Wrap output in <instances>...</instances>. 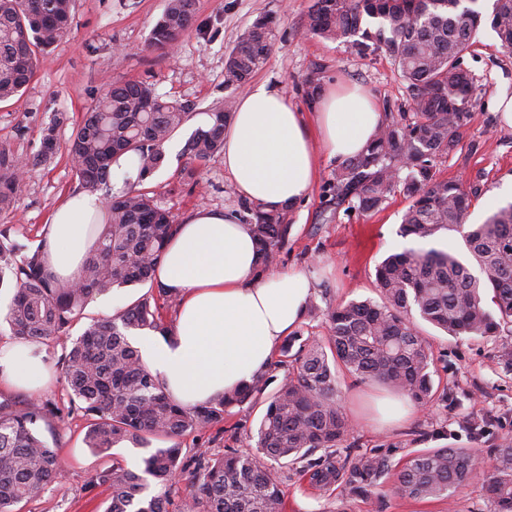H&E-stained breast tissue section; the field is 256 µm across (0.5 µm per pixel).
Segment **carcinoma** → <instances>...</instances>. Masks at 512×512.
I'll return each instance as SVG.
<instances>
[{"instance_id": "obj_1", "label": "carcinoma", "mask_w": 512, "mask_h": 512, "mask_svg": "<svg viewBox=\"0 0 512 512\" xmlns=\"http://www.w3.org/2000/svg\"><path fill=\"white\" fill-rule=\"evenodd\" d=\"M73 7L74 0H0V102L19 95L36 73L39 52L68 34ZM195 15L196 0H167L148 47L171 50ZM483 21L463 0H314L308 17L311 34L345 42L359 57L387 53L413 104L411 112L384 113L366 150L331 171L328 202L366 213L399 193L410 200L400 235L430 242L460 233L482 276L443 248L393 253L376 269L380 300L329 305L325 340L286 337L271 368L198 405L172 400L125 334L165 332L163 311L179 305L177 294L150 288L115 315L91 321L61 359L71 403L88 420L86 445L106 452L122 442L136 448L166 443L152 448L140 473L117 464L95 478L112 487L105 512H169L186 472L192 481L179 512H286L281 484L290 470L324 492L339 491L336 512H349L347 504L356 499L381 498L391 478L399 497L446 501L451 510L456 493L479 471L493 512H512L511 439L494 449L489 462L479 448L448 445L367 448L353 456L339 383V374H348L420 407L448 402V388L435 386L436 361L420 320L450 336L501 339L497 364L512 374V202L466 228L469 194L458 181L438 176L439 164L482 106L464 56ZM489 21L502 48L511 51L512 0H494ZM269 51L270 20L260 17L226 57L224 83L246 87ZM204 115L183 146L198 164L224 153L232 103L214 105ZM196 116L150 84H102L67 146L76 190L111 189L113 166L127 157L135 160L137 178H125V189L111 195L75 283L47 273L44 243L31 248L0 242V284L7 279L14 289L3 316L10 335L37 345L67 336L93 298L122 285L153 283L177 224L140 185L162 166L165 144ZM67 120L62 112L52 115L31 157L0 147V213L13 210L25 176L56 157L58 129ZM253 216L260 264L273 266L288 240L286 213L257 206ZM276 368L285 370L280 380ZM243 406L263 407L256 451L226 448L218 457L199 448L186 452L184 437L206 433ZM58 414L49 401L23 408L0 401V512H15V505L61 480L63 464L40 436L41 426ZM318 449L322 454L312 457ZM399 455L402 464L395 461ZM150 478L158 491L148 496Z\"/></svg>"}]
</instances>
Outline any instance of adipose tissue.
<instances>
[{
  "mask_svg": "<svg viewBox=\"0 0 512 512\" xmlns=\"http://www.w3.org/2000/svg\"><path fill=\"white\" fill-rule=\"evenodd\" d=\"M382 119L378 103L356 85L319 89L303 113L269 83L239 100L224 133V168L237 193L265 211L307 199L315 155L343 162L361 154ZM101 204L74 195L47 224L48 273L79 278L90 246L91 218ZM251 225L230 211L200 209L179 224L156 273L180 297L167 333L133 337L151 372L184 404L234 389L266 369L283 339L302 321L313 293L301 272L260 276ZM17 388L44 382L31 343L0 345V381Z\"/></svg>",
  "mask_w": 512,
  "mask_h": 512,
  "instance_id": "ef3b65f1",
  "label": "adipose tissue"
}]
</instances>
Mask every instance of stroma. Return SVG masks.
<instances>
[{
  "label": "stroma",
  "instance_id": "35a3bbf8",
  "mask_svg": "<svg viewBox=\"0 0 512 512\" xmlns=\"http://www.w3.org/2000/svg\"><path fill=\"white\" fill-rule=\"evenodd\" d=\"M313 0H197L195 22L169 53L149 49L151 30L161 16L166 0H75L73 21L67 36L39 55L34 78L23 94L0 103V146L15 155L29 157L40 148L41 131L53 113L70 116L58 130L67 142L75 123L99 95L104 81H143L153 84L167 98L205 109L216 102L237 100L241 91L224 84V59L260 17L271 21V51L252 78L278 87L299 108L307 111L306 91L311 76L321 86L356 83L363 86L384 112L412 109L410 91L384 52L369 57L351 53L343 42L323 40L308 31V13ZM482 86V107L467 126L457 148L440 167L441 177L460 179L472 191L467 223H481L496 207L512 201V126L500 121L493 110L499 92L512 94V51L502 49L490 25H482L465 58ZM186 124L165 146L162 167L146 180L157 205L183 222L199 208L230 209L243 223H251L253 204L236 191L224 170V159L215 156L205 164L190 162L182 148L193 132ZM316 180L306 202L289 210L288 241L276 264L280 270H300L314 282L311 305L327 308L343 300L378 299L375 268L388 254L411 247L399 227L408 199L394 195L381 210L372 213L330 206L323 186L334 165L317 157ZM76 187L66 153L29 173L17 195L14 211L0 213V229L10 239L37 246L54 209ZM141 285L114 289L90 301L82 322L68 335L51 339L40 347L39 357L49 379L29 392L0 383V400L17 403L49 400L60 415L44 429L50 446L59 450L65 464L60 484L16 505V512H104L110 488L96 484L98 474L113 463L139 471L148 451L122 444L100 453L83 442L87 421L71 408L59 360L72 339L79 337L86 321L112 316L144 293ZM423 334L435 355L444 357L442 384L456 396L455 404L432 402L428 408L412 407L409 421L388 428L373 421L374 405L384 397L383 387L341 378L344 409L350 425L348 442L353 450L366 448L436 447L433 435L447 430L448 445L492 451L504 439H512V375L497 364L494 340L454 337L424 326ZM259 411L232 409L223 430H210L201 437L184 438V446L202 447L212 454L225 449L248 451L255 443ZM283 490L288 512H335L339 501L322 496L291 478ZM351 512H490L482 483L462 488L454 505L443 501H412L386 491L382 501L368 504L354 500Z\"/></svg>",
  "mask_w": 512,
  "mask_h": 512
}]
</instances>
